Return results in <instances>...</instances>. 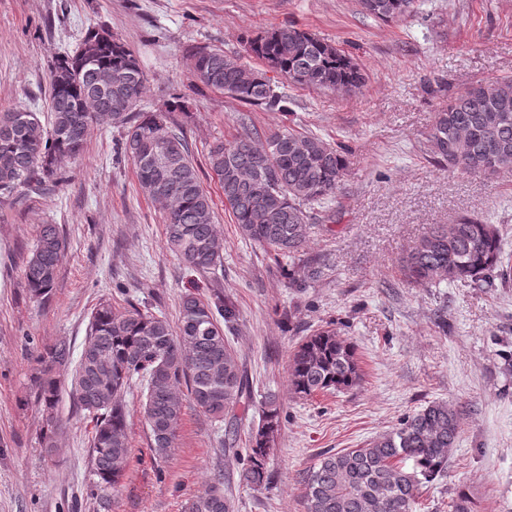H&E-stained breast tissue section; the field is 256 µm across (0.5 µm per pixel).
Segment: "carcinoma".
I'll list each match as a JSON object with an SVG mask.
<instances>
[{"label": "carcinoma", "mask_w": 512, "mask_h": 512, "mask_svg": "<svg viewBox=\"0 0 512 512\" xmlns=\"http://www.w3.org/2000/svg\"><path fill=\"white\" fill-rule=\"evenodd\" d=\"M359 6L362 13L390 22L410 14L414 0H359ZM80 48V53L57 57L50 70V128L28 108L0 112V195L50 191L62 179L65 165L83 152L93 125L110 123L125 130L121 150L135 168L141 191L168 214V248L199 271L216 269L224 240L185 136L171 119L182 105L173 101L164 110H137L145 74L111 31L89 29ZM248 49L294 85L351 96L365 82L350 55L299 28H275L249 40ZM194 57L204 85L245 105L289 111L287 97L265 70L220 52L200 50ZM102 72L118 78L109 91L99 86ZM420 150L450 171L486 177L512 171V79L481 82L448 99V108L434 113ZM346 154L344 145L333 146L313 133L286 127L267 135L253 128L232 141L213 143L208 163L240 236L277 257L299 260L312 230L307 209L336 198ZM36 232L24 278L32 296L44 299L55 286L66 240L56 224H39ZM401 269L408 283L424 287L459 280L489 286L496 278H512L498 227L467 218L431 225L401 258ZM235 317L232 301L210 302L194 294L182 298L176 332L165 317L130 300L120 309L108 301L94 309L73 385L80 407L94 422L92 472L101 491L119 486L129 462L122 397L133 379L145 381L144 417L159 458L173 447L183 414L180 383L188 384L194 406L214 419L246 404L250 391L242 364L224 336V325ZM69 357L70 349L62 343L34 355V394L49 450L60 428L57 369ZM362 377L355 346L328 327L303 337L292 354L289 380L302 398L351 389ZM280 426V409L270 395L237 468L239 483L258 488L267 482V460ZM459 429L456 411L433 402L361 448L324 453L305 478V512H414L420 489L448 472ZM449 508L475 512L463 490ZM191 512H233L221 479L196 497Z\"/></svg>", "instance_id": "cac0c4a2"}]
</instances>
